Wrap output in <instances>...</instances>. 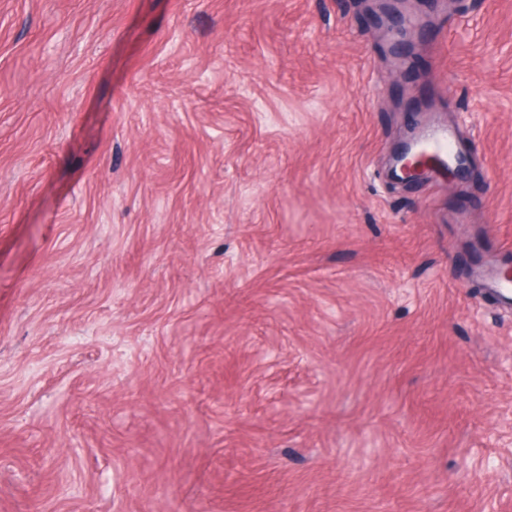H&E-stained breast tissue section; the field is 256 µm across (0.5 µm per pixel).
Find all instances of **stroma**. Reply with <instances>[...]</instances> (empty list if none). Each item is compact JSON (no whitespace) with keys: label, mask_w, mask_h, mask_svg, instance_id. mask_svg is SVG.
<instances>
[{"label":"stroma","mask_w":512,"mask_h":512,"mask_svg":"<svg viewBox=\"0 0 512 512\" xmlns=\"http://www.w3.org/2000/svg\"><path fill=\"white\" fill-rule=\"evenodd\" d=\"M401 17L0 0V512H512V0ZM421 151L431 160V170L436 178L444 177L448 165L463 164L462 156L467 153L457 145L456 132L445 126L431 129L422 141ZM413 139L405 142L391 157L390 172L394 180L400 183H410L421 175V164L417 160L421 154L417 151ZM484 288L494 293L504 307H512V266L508 267V273L504 278L498 266L493 261L483 264L476 272Z\"/></svg>","instance_id":"obj_1"}]
</instances>
